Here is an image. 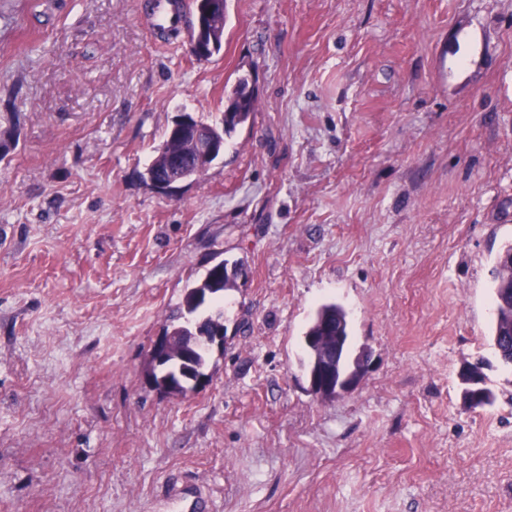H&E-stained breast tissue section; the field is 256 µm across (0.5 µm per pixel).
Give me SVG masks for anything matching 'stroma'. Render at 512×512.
<instances>
[{
    "label": "stroma",
    "instance_id": "obj_1",
    "mask_svg": "<svg viewBox=\"0 0 512 512\" xmlns=\"http://www.w3.org/2000/svg\"><path fill=\"white\" fill-rule=\"evenodd\" d=\"M152 2L0 0V512H512V0H227L205 62ZM242 77L250 121L156 190L175 116L219 121ZM223 260L224 347L166 395L145 362ZM329 301L369 369L322 401ZM512 253V242L498 253L493 271L492 297L495 321L492 327L494 345L503 362L512 365V264L502 259ZM465 369L460 373L463 400L470 409L492 405L496 396L494 392L486 386L485 374L483 372V361L467 363Z\"/></svg>",
    "mask_w": 512,
    "mask_h": 512
}]
</instances>
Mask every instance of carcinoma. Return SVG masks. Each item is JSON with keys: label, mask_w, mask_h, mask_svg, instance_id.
Segmentation results:
<instances>
[{"label": "carcinoma", "mask_w": 512, "mask_h": 512, "mask_svg": "<svg viewBox=\"0 0 512 512\" xmlns=\"http://www.w3.org/2000/svg\"><path fill=\"white\" fill-rule=\"evenodd\" d=\"M256 110V98L248 90V81L240 78L227 96L224 118L219 124H206L196 120L203 128L210 131L214 139L226 140L237 128L245 124ZM163 145L171 153L182 155L185 162L193 160V140L179 130L168 127ZM512 253V242L498 253L493 271L492 297L495 307V321L492 327L494 345L503 362L512 365V264L503 260V255ZM240 271L238 264H229L223 260L211 267L205 278L187 289L183 302L177 312L170 316V329L179 337L182 346L171 351L164 361L152 367L156 386L171 395H184L193 389L192 378L207 373V349L199 348L186 354L183 349L189 347L196 333H205L210 329H224V313L219 311L206 316L195 323L190 317L197 314L205 303L200 296L209 295V299L224 294L236 287L235 281ZM318 337L314 346L306 348L309 363H315V357L329 352L336 356V373H349L353 365L348 359L347 346L350 337V324L346 310L337 303H326L316 311L305 337ZM484 363L465 364L460 373L462 395L470 409L488 406L495 402L494 392L486 386Z\"/></svg>", "instance_id": "obj_1"}]
</instances>
